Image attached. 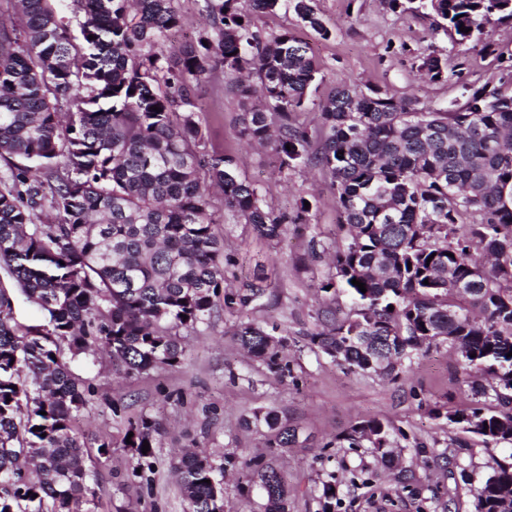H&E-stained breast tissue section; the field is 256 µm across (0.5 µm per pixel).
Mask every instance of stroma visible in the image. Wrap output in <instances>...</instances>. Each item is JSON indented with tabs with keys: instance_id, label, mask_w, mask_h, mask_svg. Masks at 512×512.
<instances>
[{
	"instance_id": "1",
	"label": "stroma",
	"mask_w": 512,
	"mask_h": 512,
	"mask_svg": "<svg viewBox=\"0 0 512 512\" xmlns=\"http://www.w3.org/2000/svg\"><path fill=\"white\" fill-rule=\"evenodd\" d=\"M330 38L304 27L290 9L254 14L252 21L269 34L288 28L307 41L321 71L309 105L300 119L316 129V104L345 82L388 88L400 95L447 107L461 101L464 86L486 84L511 91L502 73L512 63V23L488 27L485 51L457 45L434 31L427 18L391 11L383 0H317ZM443 55L454 78L432 83L418 66L429 53ZM202 106L196 118L204 133L202 149L235 157L242 176L257 184L264 204L275 212L295 214L300 198L312 207L301 223L290 224L281 240L268 241L252 225L225 214L221 192L210 196V211L224 238L229 262L225 278L232 288L255 285L263 295L245 308L223 310L211 322L187 331L184 358L177 367L123 378L113 374L109 359L90 364L75 361V373L92 378L98 388L94 402L77 418L75 428L92 453L94 494L83 512H184L186 503L172 472L183 450L195 449L222 462L224 512H264L259 486L243 491L240 463L261 456L282 474L289 490V512H322L324 483L336 485V512H473L475 489L494 461L507 459L506 446L453 451L448 446L446 419L429 411L442 404L472 399L455 358L447 346L414 359L399 380L350 373L318 349L307 336L322 328L325 308L344 316L346 296L330 300L319 292L333 270L308 254L311 238L334 246L338 220L330 180L318 169L298 167L279 172L270 150L249 146L239 136L241 99L216 75L196 91ZM278 324L288 332L282 352L288 374L270 372L253 361L239 344L240 323ZM124 408L112 412L113 404ZM258 408L273 409L297 426L306 443L282 453L268 447L265 426H246ZM146 415L161 428L152 462V484L144 489L133 474L129 453L113 447L97 455L101 437L121 439L130 417ZM377 418L400 427L405 437L396 451L398 462L388 468L367 448H338L337 434L358 421ZM426 442L427 450L417 449Z\"/></svg>"
}]
</instances>
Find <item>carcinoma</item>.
Listing matches in <instances>:
<instances>
[{"label": "carcinoma", "instance_id": "cac0c4a2", "mask_svg": "<svg viewBox=\"0 0 512 512\" xmlns=\"http://www.w3.org/2000/svg\"><path fill=\"white\" fill-rule=\"evenodd\" d=\"M16 2L22 23L0 18V158H13L0 172V268L13 282L0 284V512H80L92 494L74 421L96 389L67 358L93 363L104 352L124 376L172 368L184 355L180 330L209 323L218 301L232 310L264 293L224 287V238L209 213L217 187L224 212L263 237L278 240L288 223L265 208L233 156L200 151L195 89L219 66L243 101L241 138L270 147L281 172L313 166L331 178L346 236L320 290L346 294L352 307L308 344L349 372L389 380L445 344L465 374L491 382L473 387L472 405L431 413L459 431V448L470 436L512 445V94L467 88L463 103L437 109L345 83L317 104L314 149L297 122L320 73L311 48L289 29L264 37L252 23L285 6L327 39L314 0H204L219 26L173 55L161 44L180 25L177 0H81L82 46L50 0ZM386 3L474 49H489L487 27L512 21V0ZM418 71L433 83L449 78L434 53ZM63 96L74 107L66 114ZM17 294L41 311L43 327L15 321ZM278 331L248 322L235 336L282 373ZM253 419L271 432L269 447L300 444L277 412ZM130 432L124 447L135 468H151L158 423L130 419ZM402 436L373 418L336 436V446L371 448L389 462ZM244 468L240 489L255 475L265 512H288L281 474L261 457ZM173 474L187 512H224L223 465L190 452ZM507 503L512 462L497 460L474 509Z\"/></svg>", "mask_w": 512, "mask_h": 512}]
</instances>
